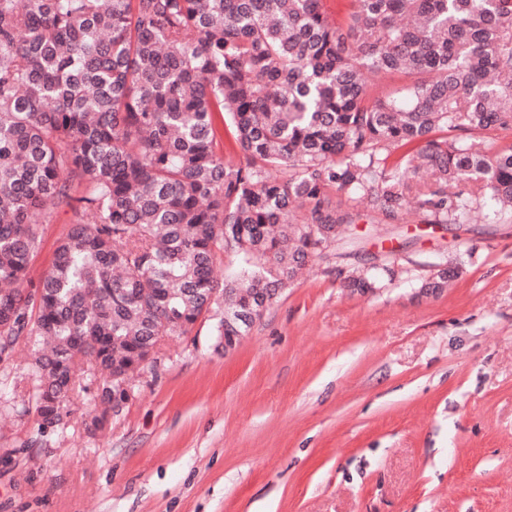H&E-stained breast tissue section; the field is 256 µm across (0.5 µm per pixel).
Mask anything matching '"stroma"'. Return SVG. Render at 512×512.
Segmentation results:
<instances>
[{
    "label": "stroma",
    "mask_w": 512,
    "mask_h": 512,
    "mask_svg": "<svg viewBox=\"0 0 512 512\" xmlns=\"http://www.w3.org/2000/svg\"><path fill=\"white\" fill-rule=\"evenodd\" d=\"M73 215L56 210L39 280ZM250 333L167 340L97 430L0 399V512H512V222H360ZM385 287H345L364 263ZM459 264L444 288L431 265ZM427 276L420 278V288H444L448 278L458 274V267L448 268L447 261L431 266Z\"/></svg>",
    "instance_id": "obj_1"
}]
</instances>
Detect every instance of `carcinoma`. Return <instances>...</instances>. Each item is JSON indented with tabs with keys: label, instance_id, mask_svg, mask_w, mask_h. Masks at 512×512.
<instances>
[{
	"label": "carcinoma",
	"instance_id": "cac0c4a2",
	"mask_svg": "<svg viewBox=\"0 0 512 512\" xmlns=\"http://www.w3.org/2000/svg\"><path fill=\"white\" fill-rule=\"evenodd\" d=\"M490 131H512V0H350L339 23L323 0H0V362L50 346L12 394L32 387L42 435L88 381L112 404L161 337L211 312L217 339L246 335L247 303L365 217L465 224L483 196L512 220ZM59 207L73 222L35 282Z\"/></svg>",
	"mask_w": 512,
	"mask_h": 512
}]
</instances>
